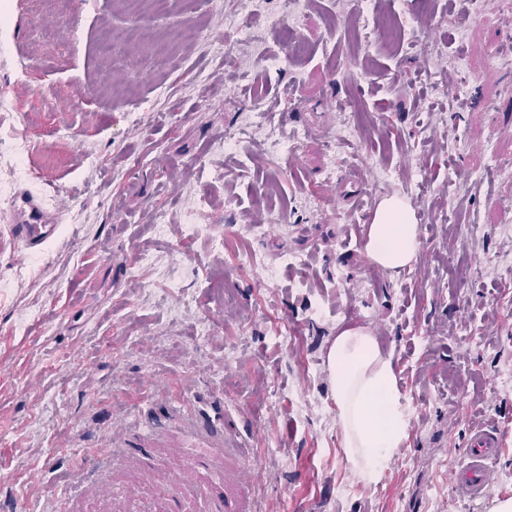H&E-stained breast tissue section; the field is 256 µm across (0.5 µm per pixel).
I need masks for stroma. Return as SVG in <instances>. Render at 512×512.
<instances>
[{"label": "stroma", "mask_w": 512, "mask_h": 512, "mask_svg": "<svg viewBox=\"0 0 512 512\" xmlns=\"http://www.w3.org/2000/svg\"><path fill=\"white\" fill-rule=\"evenodd\" d=\"M304 2L267 0L229 37L242 0H169L151 38L177 44L155 57L119 0H0V151L24 135L33 173L0 174V512H50L77 456L120 447L115 423L180 393L193 413L238 418L259 512L512 498V391L498 384L512 367V0ZM296 38L308 52L292 62ZM358 112L368 131L343 134ZM231 128L238 141L215 150ZM414 188L421 249L390 276L366 255L359 207ZM21 190L59 221L35 254L9 233ZM192 203L208 232L187 239ZM233 216L258 233L228 234ZM145 248L159 269L135 268ZM287 252L302 264L279 266ZM349 324L392 355L411 416L375 485L351 472L336 425L328 351ZM476 421L506 437L487 496L468 501L449 474Z\"/></svg>", "instance_id": "obj_1"}]
</instances>
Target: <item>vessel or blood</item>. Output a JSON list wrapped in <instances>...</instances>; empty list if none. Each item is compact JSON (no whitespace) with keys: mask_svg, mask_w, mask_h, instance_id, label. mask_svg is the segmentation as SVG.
<instances>
[{"mask_svg":"<svg viewBox=\"0 0 512 512\" xmlns=\"http://www.w3.org/2000/svg\"><path fill=\"white\" fill-rule=\"evenodd\" d=\"M11 235L20 249L27 253L41 251L58 231L53 213L45 210L40 201L31 193L19 192L14 203L13 219L9 226ZM169 424L168 417L155 416L147 423L130 420L123 424L120 433L123 438L138 440V447L122 446L120 450L93 448L79 456L74 466L80 474L91 477L99 496L104 500L120 498L127 512H148L143 495L138 488H119L107 481L106 475L113 467L115 456L134 459L145 469L156 465L153 449L144 447L143 442L152 434L164 430ZM184 430L192 440H204V447L195 449L173 473L164 492V512H186L188 504L195 502L199 494L200 474L209 469L213 455L232 457L237 462V481L243 487H251L259 476V469L251 449L241 443L231 442L221 423L210 419L188 416ZM503 431L495 425L484 424L473 428L470 448L461 471L453 472L452 478L460 495L467 499L484 497L489 487V462L501 446Z\"/></svg>","mask_w":512,"mask_h":512,"instance_id":"1","label":"vessel or blood"}]
</instances>
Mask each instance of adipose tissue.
Segmentation results:
<instances>
[{
	"mask_svg": "<svg viewBox=\"0 0 512 512\" xmlns=\"http://www.w3.org/2000/svg\"><path fill=\"white\" fill-rule=\"evenodd\" d=\"M365 232L369 260L389 273L408 267L421 247L419 226L400 196L380 203ZM328 362L345 459L359 481L378 483L410 423L393 360L367 327L350 325L337 334Z\"/></svg>",
	"mask_w": 512,
	"mask_h": 512,
	"instance_id": "obj_1",
	"label": "adipose tissue"
}]
</instances>
